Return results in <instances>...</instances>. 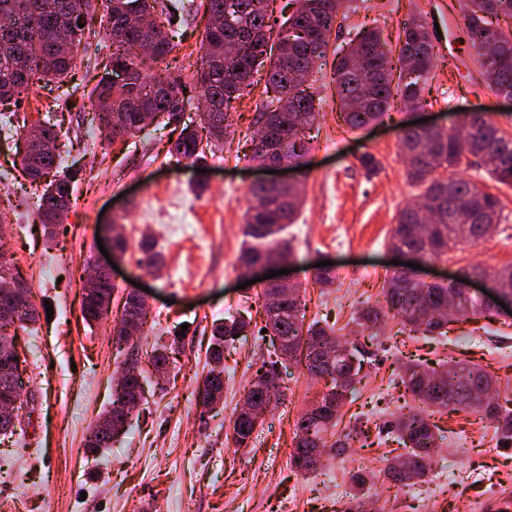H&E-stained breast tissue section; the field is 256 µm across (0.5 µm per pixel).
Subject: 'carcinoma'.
<instances>
[{
    "label": "carcinoma",
    "instance_id": "cac0c4a2",
    "mask_svg": "<svg viewBox=\"0 0 512 512\" xmlns=\"http://www.w3.org/2000/svg\"><path fill=\"white\" fill-rule=\"evenodd\" d=\"M201 2L214 15L229 11L238 25L236 29L209 27L205 33V56L197 84L209 102V109L204 112L209 137L216 142L224 139L234 103L251 86L257 68L266 64L267 84L273 96L266 109L259 113L257 123L263 125L265 135L258 142L251 141L250 159L300 162L309 152L306 132L316 120V110L314 95L302 88V81L295 82L290 75H308L325 56L328 38L348 0H301L300 10L284 22L286 33L276 39L272 32L275 22L268 13L269 0ZM469 3L463 14L468 41L478 54L488 46L492 51V61L483 65V81L496 92L512 93V39L504 37L498 26V19H512V0H469ZM104 5L108 32L123 34L116 52L112 53V66L130 72L134 82L127 93L115 95L108 79H100L87 93L88 98L99 104V110L90 118L91 124L105 139L113 141L144 131L148 114L164 115L166 124L179 129L177 138L170 141V154L182 160H199L205 150L198 132L181 124L189 86L168 67L150 76L143 74L145 63H162L173 49L165 28L153 29L149 34L125 28L129 13L149 15L158 10L172 28L175 21L192 11L193 4L187 0H104ZM92 8L93 0H0V19L12 22L9 27L0 25L1 103L19 98L36 83L63 82L74 66L76 53L63 54L56 49V44L69 40L80 47L83 29L78 23ZM227 40L235 43L234 49L220 54L210 52V46L218 47ZM349 54L356 59V64L351 65L347 58L340 57L332 75L339 114L346 126L361 129L380 119L396 95L407 105L422 104L420 81L434 66V46L421 19L412 18L403 24L396 59L385 51L380 34L372 29L362 32L359 43ZM409 63L415 65L411 76L404 70ZM42 134L51 148L40 152L34 160L23 154L21 170L31 183L45 184L35 213L38 222L50 229L62 223L72 207L79 170L61 166L58 124L45 121ZM401 150L406 159L407 179L422 187L419 197L436 208L439 220L425 225L424 237L419 238L415 229L423 221L422 213L413 205L403 208L398 213L391 246L414 249L425 260L436 259L463 240L477 243L484 237L485 221H500L498 197L481 191L465 179L436 175L440 168L454 169L462 159L481 153L487 156L484 166L487 175L499 184H512V139L505 137L490 119L481 113L464 116L461 135L408 126L403 131ZM249 194L253 200L245 213V234L249 241L239 257L240 267L291 257V243L282 237V231L293 223L301 206V202L294 201L298 191L259 185L252 187ZM140 248L143 263L157 268L164 264L152 239H143ZM113 290V285L103 284L97 291L83 296V318L95 319L102 296ZM273 295L274 289L262 286L264 315L259 326L253 327L251 321L243 318L213 324L212 358L215 364H222L224 347L249 330L263 339L269 338L268 357L245 390L246 404L265 400L262 380L274 382L279 368L288 360L303 364L313 380L330 379L328 390L296 423L292 460L298 470L312 473L316 465L304 458V449L328 447L341 455L348 448L351 435L330 444L325 433L336 426L340 408L360 366L320 361V348L340 345L346 342V336L335 326H322L318 321L303 327L299 289L288 295L274 315L270 313ZM383 295L386 311L366 309L358 316V324L364 329L378 330L385 319L392 316L410 333L443 336L452 322L490 314L488 307L459 290L444 284L417 282L405 272L393 271L386 277ZM452 295L457 301L450 317L426 319L422 316L424 306L446 305ZM130 317L136 318L138 331H143L147 312L129 301L113 327V340L119 345L130 344L129 350L136 353L139 365L144 357L154 371L168 364L169 354L181 343V334L176 333L171 342L157 343L144 352L138 343H129L125 326ZM36 318L28 287L25 299L15 306L12 316L0 320V342L18 348L17 334L8 333V329L25 330ZM402 382L413 400L424 406L448 412L470 409L497 421V433L502 441L512 442V414H502L499 403L492 399L483 406L474 402V394L482 386L496 384L481 369L465 362L432 371L408 365L403 370ZM223 391L224 380L219 376L206 379L198 392L199 403L205 408L216 407L222 401ZM130 416L131 410L125 408L124 393L114 390L111 407L102 416L104 420L112 418V427H103L99 422L94 424L87 440L90 452H104L112 447V440L125 432ZM395 427L403 445L398 457L407 459L408 470L397 471L391 461L384 470V477L396 484L409 485L429 472L440 429L415 410L398 418ZM256 428V421L236 413L233 420L235 445L247 447Z\"/></svg>",
    "mask_w": 512,
    "mask_h": 512
}]
</instances>
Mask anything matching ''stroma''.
Here are the masks:
<instances>
[{
  "label": "stroma",
  "instance_id": "stroma-1",
  "mask_svg": "<svg viewBox=\"0 0 512 512\" xmlns=\"http://www.w3.org/2000/svg\"><path fill=\"white\" fill-rule=\"evenodd\" d=\"M104 14L96 0L85 52L64 91L81 86L84 75L104 74L112 54ZM414 15L440 28L432 38L435 62L422 106L397 101L381 120L348 130L331 81L337 52L365 27L380 30L388 49L398 52L401 26ZM207 27L201 9L178 28L168 61L186 82L201 66ZM463 37L460 0H354L341 28L331 33L324 65L307 79L317 93L318 116L306 167L276 173L302 191V207L287 233L293 247L288 278L302 289L304 321L338 324L356 339L360 381L341 409L336 433L367 427V440L352 448L375 475L397 447L389 425L412 403L400 378L404 365L434 369L468 362L497 380V400L503 412L512 411V317L455 322L447 335L416 338L389 319L371 339L354 321L357 309L381 301L394 258L389 240L395 218L419 193L405 175L403 125L426 117L450 128L466 109L486 113L512 139V103L483 84L477 54ZM254 79L252 92L237 100L231 114L232 135L206 151L196 168L170 155L168 130L109 143L89 135L79 108L52 109L48 90L7 103L15 127L31 130L52 116L62 128L64 164L81 167L83 176L64 231L46 245L35 227L34 204L19 189L16 140L0 131V224L6 228L0 254L20 269L40 314L34 330L18 336L19 346L29 350L32 379L16 433L0 435V512H488L490 500L512 493V447L466 409L433 415L444 438L432 467L400 494L374 482L352 495L350 454L327 452L316 472H300L291 457L295 425L326 387L293 361L282 373L283 399L266 414L250 446L236 448L235 409L267 356L263 342L251 335L224 350L223 405H197L211 367L212 324L230 316L257 323L263 318L261 286L244 285L238 262L249 189L263 176L245 157L266 101L264 73ZM366 153L375 158V169L360 164ZM457 174L499 198L501 222L478 243L458 244L427 261L417 272L426 281L455 270L512 267V185L488 179L478 167H461ZM117 224L129 248L116 262L114 300L131 283L147 287L155 335L167 340L180 330L184 336L165 377L148 387L125 433L100 455L89 453L86 442L111 402L125 353L112 336V321L84 323L77 268L104 262L98 244L110 241ZM146 235L164 255L161 271L140 263L139 242ZM321 261L330 262L336 276L327 292L313 282Z\"/></svg>",
  "mask_w": 512,
  "mask_h": 512
}]
</instances>
